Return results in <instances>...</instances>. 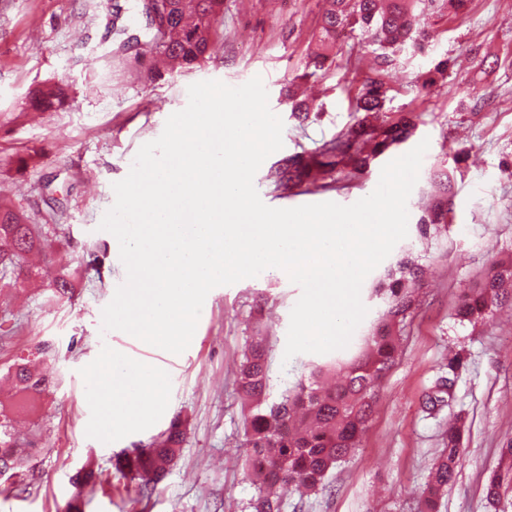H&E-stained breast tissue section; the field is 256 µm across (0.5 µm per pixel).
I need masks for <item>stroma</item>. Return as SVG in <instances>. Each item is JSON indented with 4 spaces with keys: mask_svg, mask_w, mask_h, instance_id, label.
Masks as SVG:
<instances>
[{
    "mask_svg": "<svg viewBox=\"0 0 512 512\" xmlns=\"http://www.w3.org/2000/svg\"><path fill=\"white\" fill-rule=\"evenodd\" d=\"M106 3L0 0V198L49 232L58 264L75 274L72 298L56 304L47 303L51 290L40 282L5 295L12 340L0 346V369L45 342L53 356L44 368L57 385L17 429L34 435L35 449L19 476L0 479V512H66L71 502L79 512H252L258 489L239 446L248 414L239 367L248 342L261 336L271 398L308 375L316 354L284 356L300 287L268 272L212 289L189 347L179 354L121 331L105 333L102 310L125 268L113 235L99 224L115 202L113 183L127 176L139 148L162 134L167 118L185 108L191 84L219 80L236 87L256 76L284 124L282 148L254 178L270 207L353 204L374 191L384 164L429 143L407 203L408 236L393 249L421 255L427 268L399 356L380 383L359 447L319 488L283 490L281 512H410L452 423L461 426L462 454L437 512H489L485 488L501 447L512 440V312L463 326L454 307L492 259L512 254V0H472L456 15L448 0H438L424 14L435 33L426 50L400 52L382 69L356 39L345 38L343 49L359 70L380 74L388 87L389 115L412 112L419 124L367 178L293 194L274 189L270 167L314 148L352 119L343 67L318 72L313 66L323 0H224L216 23L220 41L210 58L159 77L148 72L147 51L118 55ZM474 49L496 55L500 67L473 64ZM444 54L457 64L447 78L430 83ZM47 83L62 87L65 97L33 111L30 97ZM298 106L314 120L299 123ZM462 147L470 154L454 174L448 230L421 239L415 222L439 193L431 173ZM99 250L102 267L80 270V261ZM112 356L162 370L167 393L152 422L117 420L104 436L88 373ZM453 359L460 362L453 396L429 414L427 395ZM177 416L185 429L180 451L156 490L142 496L137 479L116 470V458L158 440Z\"/></svg>",
    "mask_w": 512,
    "mask_h": 512,
    "instance_id": "obj_1",
    "label": "stroma"
}]
</instances>
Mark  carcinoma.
<instances>
[{"label":"carcinoma","instance_id":"obj_1","mask_svg":"<svg viewBox=\"0 0 512 512\" xmlns=\"http://www.w3.org/2000/svg\"><path fill=\"white\" fill-rule=\"evenodd\" d=\"M170 17L164 39L145 14L144 0L131 5H112V34L125 49L143 43L153 56L172 69L189 70L199 65L215 48L219 31L216 22L224 14V0H169ZM321 17L324 52L314 61L315 70L325 69L330 59L342 54L339 38L361 31L367 44L378 45L377 58L386 63L388 53L405 46L422 52L433 36L427 33L416 9L423 0H325ZM134 11L140 27L131 29L124 16ZM355 90L348 92L354 121L332 139L300 154L290 155L271 167L267 179L275 189L324 188L345 172L363 178L386 150L405 143L416 126L417 115L393 119L385 112L387 88L378 76H361L345 59ZM60 88L47 84L32 98L35 105L60 98ZM440 195L417 221L422 238L447 231L451 204V181L439 182ZM48 248L36 225L27 224L13 208L0 204V290L19 281L45 277L47 268L32 265L28 255ZM423 266L405 253L390 264L373 286V294L385 309L358 343L342 349L329 360L312 364L309 378L268 403V365L262 339L251 341L240 368V388L250 404L243 429L242 447L247 449L245 466L259 476L255 512H280L278 490L288 487L313 490L327 473L359 446L373 411L375 391L398 355V343L405 322L411 316L414 293L421 286ZM48 301H61L72 288L71 275L52 280ZM512 308V256L494 261L482 280L465 290L456 306L459 323L489 319L498 308ZM32 357L17 356L4 377L14 394L38 399L50 391L52 381L37 367L49 357L47 343L36 347ZM453 382L440 378L427 395L431 410L448 405ZM183 423L172 422L166 437L151 448H135L117 459L119 470H128L140 481V490L151 493L166 475L183 437ZM461 430L448 426L446 448L434 464L417 504V512H436L441 491L454 479L460 456ZM33 443L15 432L9 406L0 400V470L15 475L32 456ZM512 481V442L501 449L498 470L486 486V500L500 503L504 481Z\"/></svg>","mask_w":512,"mask_h":512}]
</instances>
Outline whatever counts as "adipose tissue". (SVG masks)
<instances>
[{"instance_id": "ef3b65f1", "label": "adipose tissue", "mask_w": 512, "mask_h": 512, "mask_svg": "<svg viewBox=\"0 0 512 512\" xmlns=\"http://www.w3.org/2000/svg\"><path fill=\"white\" fill-rule=\"evenodd\" d=\"M89 376L95 386L93 397L107 422L148 421L166 395L163 374L146 364L132 366L115 357L92 368Z\"/></svg>"}]
</instances>
